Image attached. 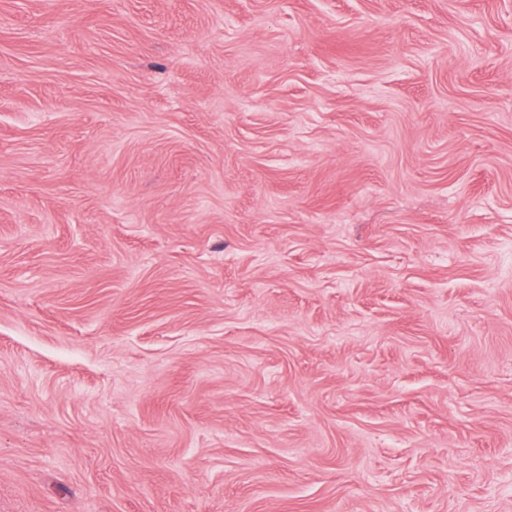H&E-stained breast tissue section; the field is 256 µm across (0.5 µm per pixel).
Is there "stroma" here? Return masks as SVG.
<instances>
[{
	"label": "stroma",
	"mask_w": 512,
	"mask_h": 512,
	"mask_svg": "<svg viewBox=\"0 0 512 512\" xmlns=\"http://www.w3.org/2000/svg\"><path fill=\"white\" fill-rule=\"evenodd\" d=\"M0 512H512V0H0Z\"/></svg>",
	"instance_id": "1"
}]
</instances>
